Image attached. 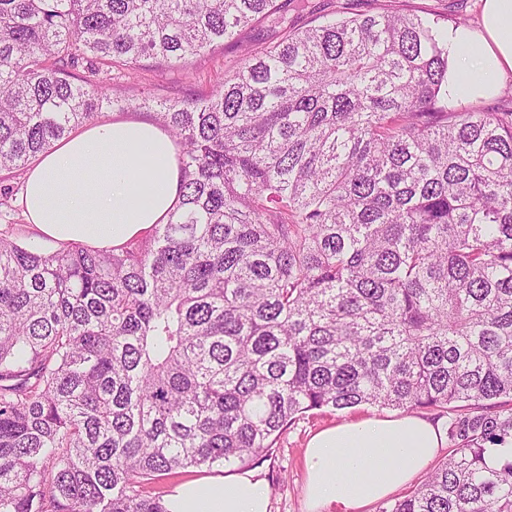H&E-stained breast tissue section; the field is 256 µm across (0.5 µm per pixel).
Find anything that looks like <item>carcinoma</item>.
Segmentation results:
<instances>
[{
    "instance_id": "cac0c4a2",
    "label": "carcinoma",
    "mask_w": 512,
    "mask_h": 512,
    "mask_svg": "<svg viewBox=\"0 0 512 512\" xmlns=\"http://www.w3.org/2000/svg\"><path fill=\"white\" fill-rule=\"evenodd\" d=\"M284 11L0 0V171L123 107L100 73L280 27L207 97H141L180 147L167 223L0 234V512H168L161 481L362 405L448 413L445 461L378 512H512L484 460L512 444V110L448 108L438 14Z\"/></svg>"
}]
</instances>
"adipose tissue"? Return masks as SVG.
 <instances>
[{
	"instance_id": "obj_1",
	"label": "adipose tissue",
	"mask_w": 512,
	"mask_h": 512,
	"mask_svg": "<svg viewBox=\"0 0 512 512\" xmlns=\"http://www.w3.org/2000/svg\"><path fill=\"white\" fill-rule=\"evenodd\" d=\"M477 26L444 32L448 101L499 94L512 74V0H480ZM177 147L150 122L112 120L87 126L40 156L22 198L34 230L56 242L98 249L122 246L165 223L179 194ZM440 424L415 414L369 417L316 432L307 442V512H366L408 486L439 454ZM270 490L253 473L221 482L180 483L170 512H269Z\"/></svg>"
}]
</instances>
